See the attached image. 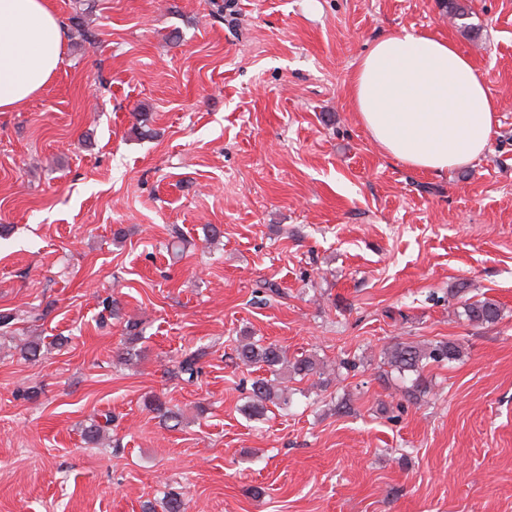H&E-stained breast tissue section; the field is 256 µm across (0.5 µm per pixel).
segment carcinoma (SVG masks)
Returning <instances> with one entry per match:
<instances>
[{
	"mask_svg": "<svg viewBox=\"0 0 512 512\" xmlns=\"http://www.w3.org/2000/svg\"><path fill=\"white\" fill-rule=\"evenodd\" d=\"M464 315L473 323H492L500 316L499 306L488 300L464 302ZM459 346L451 341H437L430 344H413L396 341L384 350L387 364L400 374L405 372L421 375L423 369L431 364L449 363L459 356ZM202 354L191 352L178 361V371L186 376V381L192 382L201 373L199 361ZM238 358L246 365L260 364L267 367L271 377L256 380L251 389L250 411L253 416L262 415L268 404L278 406L287 404L284 391L278 381L283 368L301 377L317 372L316 362L307 357L294 361L287 359L285 351L275 344H259L255 341L241 343L238 348Z\"/></svg>",
	"mask_w": 512,
	"mask_h": 512,
	"instance_id": "cac0c4a2",
	"label": "carcinoma"
}]
</instances>
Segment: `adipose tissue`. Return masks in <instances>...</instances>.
Listing matches in <instances>:
<instances>
[{"instance_id": "adipose-tissue-1", "label": "adipose tissue", "mask_w": 512, "mask_h": 512, "mask_svg": "<svg viewBox=\"0 0 512 512\" xmlns=\"http://www.w3.org/2000/svg\"><path fill=\"white\" fill-rule=\"evenodd\" d=\"M64 55V30L48 0H0V112L43 92ZM352 83L362 127L412 170L439 175L472 166L499 124L485 74L452 41L425 31L379 38Z\"/></svg>"}]
</instances>
